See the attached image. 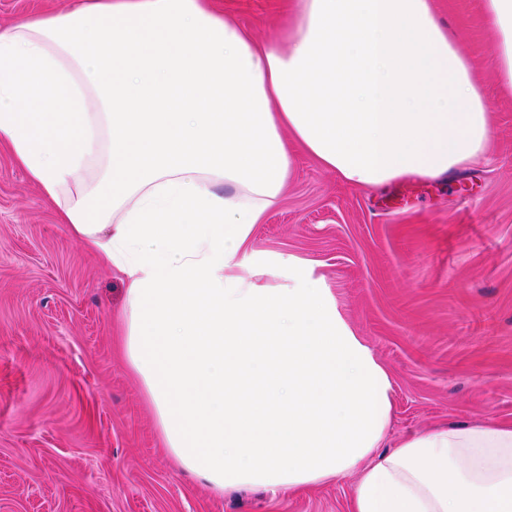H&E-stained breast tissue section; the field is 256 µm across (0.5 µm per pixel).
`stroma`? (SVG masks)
<instances>
[{
    "mask_svg": "<svg viewBox=\"0 0 512 512\" xmlns=\"http://www.w3.org/2000/svg\"><path fill=\"white\" fill-rule=\"evenodd\" d=\"M433 3L486 99V162L363 189L301 154L249 241L325 275L391 374L393 442L454 422L512 425V93L483 0ZM213 5L263 38L294 0ZM125 288L1 148L0 512H352L349 479L224 498L178 468L118 352Z\"/></svg>",
    "mask_w": 512,
    "mask_h": 512,
    "instance_id": "stroma-1",
    "label": "stroma"
}]
</instances>
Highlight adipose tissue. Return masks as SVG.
Returning <instances> with one entry per match:
<instances>
[{
  "mask_svg": "<svg viewBox=\"0 0 512 512\" xmlns=\"http://www.w3.org/2000/svg\"><path fill=\"white\" fill-rule=\"evenodd\" d=\"M512 88V0H483ZM491 126L432 0H296L268 39L212 0H69L0 27V147L127 277L123 355L213 493L350 478L353 512H512V425L383 443L393 385L326 278L241 275L296 152L354 187L477 164Z\"/></svg>",
  "mask_w": 512,
  "mask_h": 512,
  "instance_id": "1",
  "label": "adipose tissue"
}]
</instances>
